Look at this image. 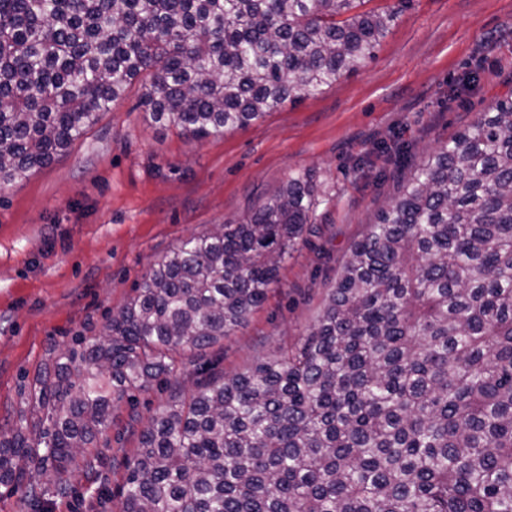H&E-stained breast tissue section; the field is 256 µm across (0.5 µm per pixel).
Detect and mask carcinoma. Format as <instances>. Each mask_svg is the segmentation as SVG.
<instances>
[{
	"instance_id": "obj_1",
	"label": "carcinoma",
	"mask_w": 512,
	"mask_h": 512,
	"mask_svg": "<svg viewBox=\"0 0 512 512\" xmlns=\"http://www.w3.org/2000/svg\"><path fill=\"white\" fill-rule=\"evenodd\" d=\"M363 2L0 0V186L136 82L147 120L195 141L332 86L395 24ZM318 204L299 174L157 260L23 386L0 485L35 512L104 466L125 471L119 512H512V97L424 155L297 346L176 386L131 453L98 444L116 402L248 321Z\"/></svg>"
}]
</instances>
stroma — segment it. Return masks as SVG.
Returning <instances> with one entry per match:
<instances>
[{
  "label": "stroma",
  "instance_id": "35a3bbf8",
  "mask_svg": "<svg viewBox=\"0 0 512 512\" xmlns=\"http://www.w3.org/2000/svg\"><path fill=\"white\" fill-rule=\"evenodd\" d=\"M363 8L399 15L372 58L317 95L197 142L148 123L133 87L51 165L0 187V434L19 425L23 383L77 336L101 329L160 257L242 219L304 173L321 199L313 233L249 322L202 358L232 374L294 347L349 247L422 154L512 96V0H365ZM172 388L156 380L136 403L117 402L105 439L136 448L130 414L147 422ZM123 482L120 470L76 475L49 512H88L98 489L119 500Z\"/></svg>",
  "mask_w": 512,
  "mask_h": 512
}]
</instances>
